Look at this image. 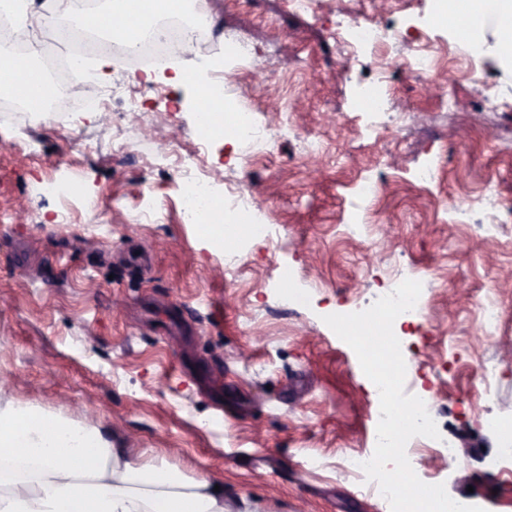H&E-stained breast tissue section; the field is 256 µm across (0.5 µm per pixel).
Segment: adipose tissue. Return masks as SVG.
<instances>
[{
	"mask_svg": "<svg viewBox=\"0 0 512 512\" xmlns=\"http://www.w3.org/2000/svg\"><path fill=\"white\" fill-rule=\"evenodd\" d=\"M472 19L468 40L493 12L512 56V0H454ZM187 0H126L96 20L135 44L146 19L182 13ZM215 480L189 478L138 448H119L102 431L41 410L0 402V512H230Z\"/></svg>",
	"mask_w": 512,
	"mask_h": 512,
	"instance_id": "obj_1",
	"label": "adipose tissue"
}]
</instances>
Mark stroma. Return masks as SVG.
<instances>
[{
	"mask_svg": "<svg viewBox=\"0 0 512 512\" xmlns=\"http://www.w3.org/2000/svg\"><path fill=\"white\" fill-rule=\"evenodd\" d=\"M215 32L210 49L246 42L253 75L244 88L260 121H290L294 136L252 162L235 147L196 136L195 84L155 82L118 66L95 83L120 88L102 107L76 93L65 119L0 109V388L5 399L99 428L114 444L189 477L223 481L238 512H385L347 459L370 449L378 399L352 348L325 315L369 308L391 281L417 270L426 323L401 337L407 373L432 398L451 457L424 445L411 466L426 483L483 508L512 512V462L486 419L512 422V63L496 25L482 29L476 61L456 55L465 38L436 20L433 0H193ZM367 10L414 47L452 49L447 76L409 74L402 51L341 56L336 17ZM477 68L482 79L462 73ZM383 80L394 111L375 149L359 148L361 85ZM497 92V110L485 108ZM460 105L448 111L443 95ZM140 100L148 122L127 112ZM322 148L302 155L300 137ZM148 139L153 153L117 150ZM94 144V152L81 143ZM200 150L217 193L254 180L277 228L275 242H231L239 269L224 268L200 225L184 218L174 166L160 154ZM440 159L430 189L415 170ZM386 174L361 200L358 177ZM79 181L99 223L66 199ZM495 188L497 206L481 198ZM165 216L131 217L142 189ZM361 223H349L352 213ZM295 274L280 279L282 267ZM440 289L430 288V281ZM496 285L502 325L488 336L474 296ZM456 352H449V345ZM489 377L495 402L478 386ZM478 474L473 486L462 471Z\"/></svg>",
	"mask_w": 512,
	"mask_h": 512,
	"instance_id": "stroma-1",
	"label": "stroma"
}]
</instances>
